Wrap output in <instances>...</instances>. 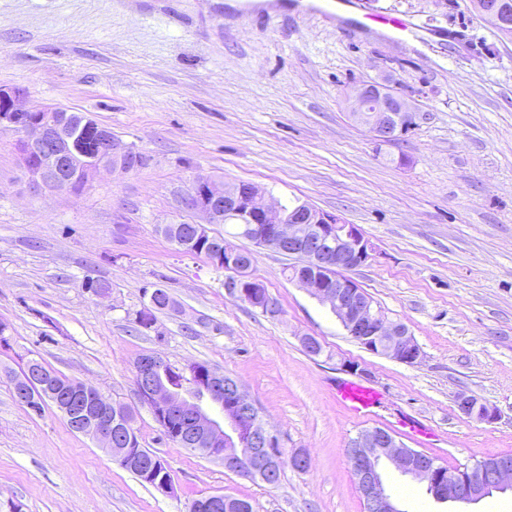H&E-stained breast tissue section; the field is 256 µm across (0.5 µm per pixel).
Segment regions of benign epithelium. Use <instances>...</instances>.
<instances>
[{
	"mask_svg": "<svg viewBox=\"0 0 512 512\" xmlns=\"http://www.w3.org/2000/svg\"><path fill=\"white\" fill-rule=\"evenodd\" d=\"M472 12L492 21L504 35L512 34L506 20L503 0H469ZM351 117L366 126L383 142L398 140L410 125L425 119L411 100L386 84L363 83L349 90ZM96 127L99 139L94 157L71 151L82 128ZM0 128L18 134L17 146L27 185L34 192L73 191L86 187L95 176L130 171L140 155L122 139L84 115L81 126L70 120V110L61 107H29L26 94L0 88ZM183 207L203 218L197 233L217 223L219 209L245 212L249 222L258 225L256 243L282 254L301 255L303 267L294 271V281L328 305L349 335L366 350L402 363H413L421 350L402 323L389 319L373 306L372 299L348 275L373 259L374 248L356 224H346L337 215L302 203L293 216L253 183H224L199 174L182 197ZM332 241L331 251L321 248ZM258 282L236 275L225 280L232 297L277 316L278 300L266 293L255 296ZM163 358L146 354L134 364L136 390L152 411L175 425H191L190 437L206 456L220 460L224 469L238 472L247 466L253 478L266 484L278 481L284 456L278 453V436L260 419L256 404L230 376L210 369L197 373L188 389L171 388L159 377ZM48 373L37 360L17 380L14 396L25 405L36 391H48ZM455 405L467 418L486 423L498 419V411L476 397L461 393ZM68 424L77 432L95 439L120 462L135 461L133 449L117 446L126 442L119 427L125 411L112 407L100 391L76 381L72 393L56 403ZM346 456L356 478L364 512H402L387 492L382 464L389 463L404 476L426 484L438 500L474 502L494 491L512 489V467L507 464H475L455 474L437 460L397 440L388 430L374 428L351 441Z\"/></svg>",
	"mask_w": 512,
	"mask_h": 512,
	"instance_id": "1",
	"label": "benign epithelium"
}]
</instances>
